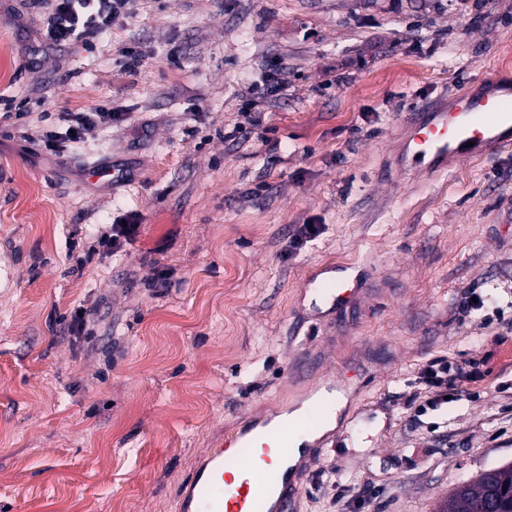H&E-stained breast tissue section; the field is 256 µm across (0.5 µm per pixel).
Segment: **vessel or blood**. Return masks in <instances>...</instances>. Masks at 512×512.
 Segmentation results:
<instances>
[{
  "instance_id": "vessel-or-blood-1",
  "label": "vessel or blood",
  "mask_w": 512,
  "mask_h": 512,
  "mask_svg": "<svg viewBox=\"0 0 512 512\" xmlns=\"http://www.w3.org/2000/svg\"><path fill=\"white\" fill-rule=\"evenodd\" d=\"M512 144V84L492 82L412 113L397 163L438 174ZM274 418L225 434L199 459L179 491L177 512H291L300 488L288 436L264 438Z\"/></svg>"
}]
</instances>
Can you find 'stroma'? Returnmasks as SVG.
<instances>
[{"instance_id":"stroma-1","label":"stroma","mask_w":512,"mask_h":512,"mask_svg":"<svg viewBox=\"0 0 512 512\" xmlns=\"http://www.w3.org/2000/svg\"><path fill=\"white\" fill-rule=\"evenodd\" d=\"M39 24L0 0V107L28 112L0 118V512H175L219 437L330 386L294 512H436L512 464V311L462 307L512 299V148L393 162L407 113L512 77V0H136L93 53ZM100 106L125 120L57 156L34 136ZM101 162L122 180L87 182ZM131 213L136 241L94 252ZM318 271L362 290L332 319ZM440 357L475 376L417 416Z\"/></svg>"}]
</instances>
